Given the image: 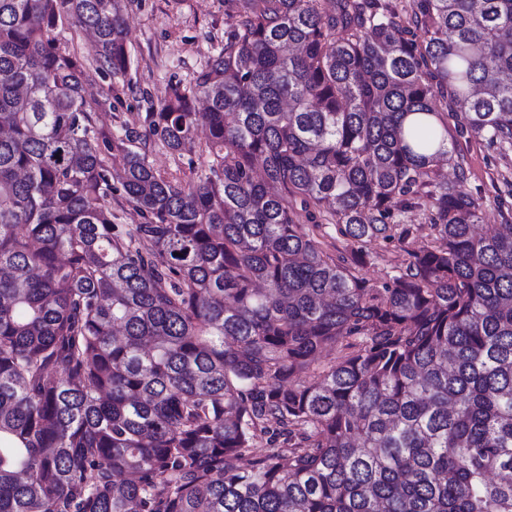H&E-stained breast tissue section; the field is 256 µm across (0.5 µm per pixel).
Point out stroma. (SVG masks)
<instances>
[{
  "label": "stroma",
  "mask_w": 512,
  "mask_h": 512,
  "mask_svg": "<svg viewBox=\"0 0 512 512\" xmlns=\"http://www.w3.org/2000/svg\"><path fill=\"white\" fill-rule=\"evenodd\" d=\"M227 11L224 0H132L127 15L129 69L122 82L99 69L83 31L64 26L62 43L84 63L85 97L97 107L98 127L120 136L128 130L144 133L146 113L158 106L169 86L193 83L206 60L223 47ZM448 136L464 158L461 187L479 198L484 224L512 223V213L501 208L498 199L504 181H512V147L493 149L460 134L455 119L448 122ZM147 152L158 170L173 176L204 162L196 150L171 153L155 136Z\"/></svg>",
  "instance_id": "obj_1"
}]
</instances>
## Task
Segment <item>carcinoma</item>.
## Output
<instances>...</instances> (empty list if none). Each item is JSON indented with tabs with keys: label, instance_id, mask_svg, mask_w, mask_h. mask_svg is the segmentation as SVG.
<instances>
[{
	"label": "carcinoma",
	"instance_id": "cac0c4a2",
	"mask_svg": "<svg viewBox=\"0 0 512 512\" xmlns=\"http://www.w3.org/2000/svg\"><path fill=\"white\" fill-rule=\"evenodd\" d=\"M234 2L145 117L180 178L61 46L125 79V0H0V512H512V224L438 174L450 98L512 145V0ZM147 152L148 159L158 170L173 176L182 177L184 173L188 174L190 167L200 170L205 161V155L200 156V147L197 146L192 152H183L179 156L172 154L156 136L150 137Z\"/></svg>",
	"mask_w": 512,
	"mask_h": 512
}]
</instances>
